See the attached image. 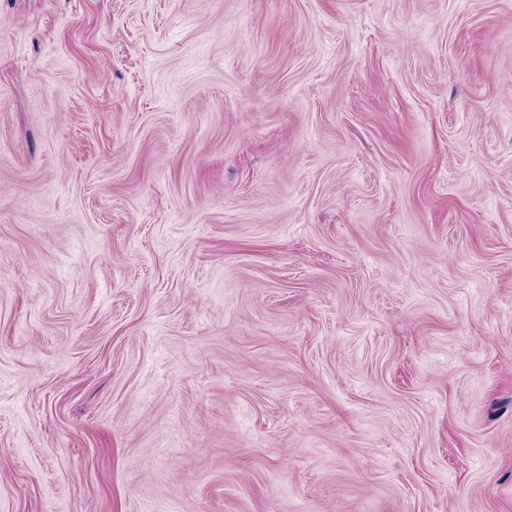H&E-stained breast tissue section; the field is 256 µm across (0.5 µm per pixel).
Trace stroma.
I'll return each instance as SVG.
<instances>
[{
    "instance_id": "obj_1",
    "label": "stroma",
    "mask_w": 512,
    "mask_h": 512,
    "mask_svg": "<svg viewBox=\"0 0 512 512\" xmlns=\"http://www.w3.org/2000/svg\"><path fill=\"white\" fill-rule=\"evenodd\" d=\"M0 512H512V0H0Z\"/></svg>"
}]
</instances>
